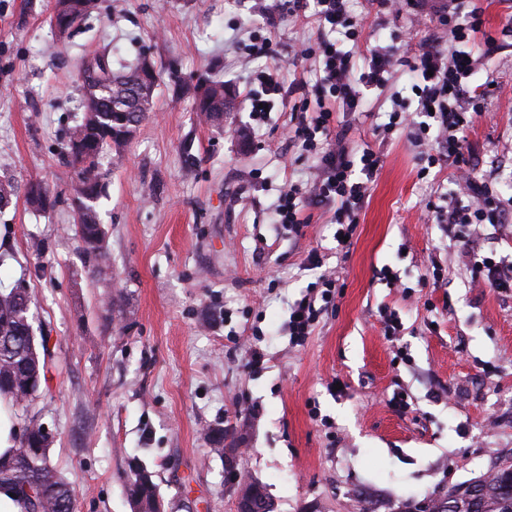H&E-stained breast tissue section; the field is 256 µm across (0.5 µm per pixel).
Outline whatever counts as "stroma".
<instances>
[{"mask_svg":"<svg viewBox=\"0 0 512 512\" xmlns=\"http://www.w3.org/2000/svg\"><path fill=\"white\" fill-rule=\"evenodd\" d=\"M263 3L98 0L89 28L50 54L52 0H0V178L41 180L59 199L35 212L17 198L0 212L9 251L0 284L25 282L60 361L48 390L13 411L51 431L49 454L74 489V512H131L125 484L137 468L169 512H237L247 481L275 512H398L407 498L476 478L512 452V290L471 287L459 243L422 219L427 202L456 191L453 168L420 174L422 145L375 133L391 95L416 109L411 73L391 92L364 90L362 114L336 118L354 146L384 154L348 250L337 251L325 215L299 236L274 223L281 192L309 180L318 160L284 140L288 107L254 124L250 76L287 65L289 47L318 31L305 18L279 20L277 56L245 58L239 45L261 32ZM447 4L424 0L422 25L401 35L375 19L369 0L350 8L367 21L362 46L396 39L408 55ZM104 41L125 62L148 60L164 80L122 164L106 166L101 274L73 230L71 173L59 152L80 112L76 66ZM482 44L464 46L480 56L471 81L490 77L496 87L467 133V154L479 177L498 164L494 184L507 198L512 46L487 56ZM208 77L235 95L220 128L196 120L191 88ZM187 149L198 159L189 174ZM313 249L318 271L307 267ZM386 266L395 283L382 279ZM323 270L340 287L295 344L290 308ZM430 270L438 287L422 284ZM111 297L122 301L113 317ZM392 313L402 327L389 336ZM256 349L264 360L248 367ZM217 426L220 457L204 437Z\"/></svg>","mask_w":512,"mask_h":512,"instance_id":"1","label":"stroma"}]
</instances>
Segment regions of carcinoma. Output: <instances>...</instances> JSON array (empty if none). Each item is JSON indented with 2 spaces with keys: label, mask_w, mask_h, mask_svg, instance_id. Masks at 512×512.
<instances>
[{
  "label": "carcinoma",
  "mask_w": 512,
  "mask_h": 512,
  "mask_svg": "<svg viewBox=\"0 0 512 512\" xmlns=\"http://www.w3.org/2000/svg\"><path fill=\"white\" fill-rule=\"evenodd\" d=\"M95 9V0H55L52 12L69 16L66 28L53 27L56 40L67 39ZM77 81L84 91L82 115L66 129L60 155L73 176L75 233L85 253L105 263V232L97 209L105 180L101 159L121 155L123 143L151 112L162 75L155 70L147 75L141 62L113 68L112 47L107 44L92 60L81 63ZM197 111L213 126L224 122V113L233 111V104L224 99L223 81H206ZM20 195L35 211L51 205L49 190L40 180L24 185L0 180V211ZM32 304L22 284L0 287V396L16 404L34 401L57 367L48 337L36 336ZM50 445L43 424L30 415L12 454L0 457V488L11 490L24 512H72L73 489L52 463ZM126 496L132 512H165L158 486L143 471L127 480ZM456 512H512V455L492 462L488 474L479 477L477 495L457 500Z\"/></svg>",
  "instance_id": "cac0c4a2"
}]
</instances>
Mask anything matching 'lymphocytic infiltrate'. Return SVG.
<instances>
[{
    "mask_svg": "<svg viewBox=\"0 0 512 512\" xmlns=\"http://www.w3.org/2000/svg\"><path fill=\"white\" fill-rule=\"evenodd\" d=\"M350 0H281L280 14L291 17L309 12L318 24L315 43L301 42L289 52L294 66L316 71L315 83L285 79L280 69L254 73L257 89L250 92L251 115L263 122L274 102L290 104L292 124L288 139L303 151L318 154L320 161L309 182L285 189L275 210V223L289 233L300 234L311 223V210L319 209L336 224L338 248H346V236L359 222V213L369 196L370 186L383 166L381 151L356 149L345 133L334 130L338 111L356 112L363 103V88H387L401 69L416 79L413 90L418 98L415 113L392 109L384 132L414 131L430 149L421 161L435 166L449 163L459 173V193L444 204L427 203V222L447 225L453 235L470 224L508 225L512 223V200L498 198L488 179L472 174L466 156V132L480 114L479 103L493 89L492 81L471 86L476 60L467 57L462 46L474 40L483 27V10L475 0H449L447 10L438 16L439 36L423 42L413 55L404 56L397 43L375 45L366 54L355 56L341 48V40L359 42L364 21L349 10ZM467 10L466 23H459L460 10ZM340 40H330V33ZM335 136L331 145L322 140ZM463 243L471 236L461 235ZM471 282L477 288L505 291L512 288V258H482L471 268Z\"/></svg>",
    "mask_w": 512,
    "mask_h": 512,
    "instance_id": "lymphocytic-infiltrate-1",
    "label": "lymphocytic infiltrate"
}]
</instances>
